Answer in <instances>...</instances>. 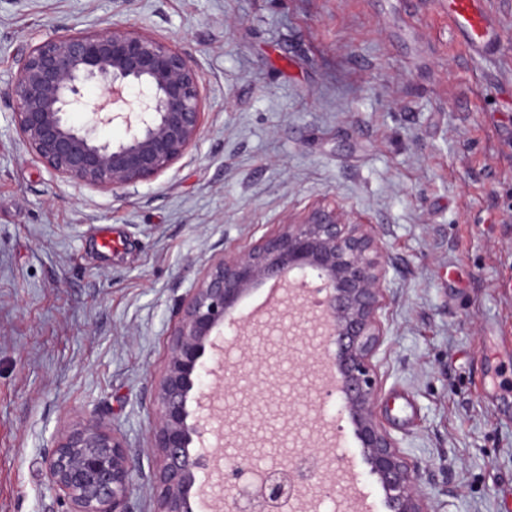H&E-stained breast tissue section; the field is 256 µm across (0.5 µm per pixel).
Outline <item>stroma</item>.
Segmentation results:
<instances>
[{
    "mask_svg": "<svg viewBox=\"0 0 512 512\" xmlns=\"http://www.w3.org/2000/svg\"><path fill=\"white\" fill-rule=\"evenodd\" d=\"M486 2L482 61L448 0H0V512H69L43 460L87 421L140 463L128 512H157L151 404L179 300L212 256L318 205L379 233L377 415L428 512H512V0ZM115 25L173 42L205 105L196 150L112 195L32 157L8 88L21 50ZM320 350L226 335V398L324 415L342 484L390 512L340 393L311 383ZM273 352L274 387L247 374Z\"/></svg>",
    "mask_w": 512,
    "mask_h": 512,
    "instance_id": "35a3bbf8",
    "label": "stroma"
}]
</instances>
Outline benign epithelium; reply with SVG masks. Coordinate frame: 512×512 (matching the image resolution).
Returning <instances> with one entry per match:
<instances>
[{
  "label": "benign epithelium",
  "instance_id": "benign-epithelium-1",
  "mask_svg": "<svg viewBox=\"0 0 512 512\" xmlns=\"http://www.w3.org/2000/svg\"><path fill=\"white\" fill-rule=\"evenodd\" d=\"M89 85L100 89L102 103L77 125L72 115L84 110ZM10 89L15 131L28 151L65 181L101 192L153 180L196 148L202 134L196 67L171 42L131 29L81 31L32 45L17 57ZM130 89L136 90L131 101L125 97ZM116 120L123 135L103 137L99 127ZM381 251L371 225L351 221L336 206H317L287 215L277 233L207 263L179 306L167 362L155 381L158 512H195L204 493L197 473L207 460L205 435L212 436V447H223V430L208 428L211 406L205 404L223 388L202 363L206 350L215 349L224 367L214 333L239 326L238 306L251 290L290 277L302 283L310 275L326 290L315 330L334 347L326 350V362L371 472L388 493L391 512H428L417 468L375 413ZM334 461L307 448L269 464L255 454L239 455L221 470L222 510L280 512L295 496L333 492L314 479ZM138 467L124 442L94 422L63 428L45 458L48 486L70 501L71 512H128Z\"/></svg>",
  "mask_w": 512,
  "mask_h": 512
}]
</instances>
